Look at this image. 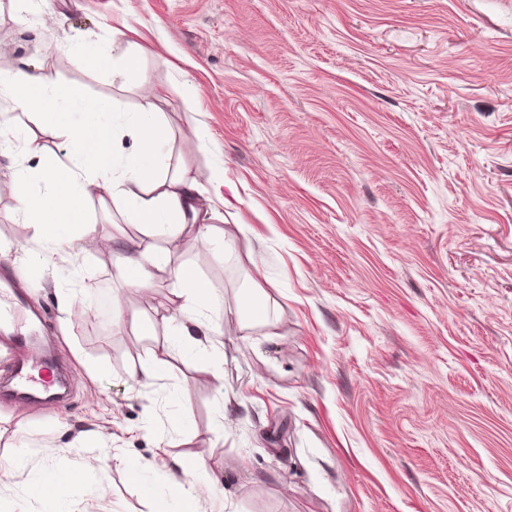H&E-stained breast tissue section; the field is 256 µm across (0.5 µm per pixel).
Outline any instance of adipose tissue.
<instances>
[{
  "mask_svg": "<svg viewBox=\"0 0 512 512\" xmlns=\"http://www.w3.org/2000/svg\"><path fill=\"white\" fill-rule=\"evenodd\" d=\"M2 97L13 111L36 115L44 128L61 133L72 147L73 165L46 163L16 175L18 211L32 224L35 235L56 242L63 235L79 234L82 250L123 254L122 275L129 283L148 286L156 268L168 269L175 283L169 308L157 315L168 342L154 349L148 360L134 365L132 376L154 380L174 343L206 352L197 330L211 336L218 329L202 319L207 303L204 284L192 268L170 266L167 252L159 250L154 239L162 235L172 244L189 236L207 247L223 240L224 231L200 223L202 192L197 179L187 170L171 174L165 167V129L156 94L144 95L138 112L120 127L112 120L108 100L85 98L48 73L0 72ZM123 131L133 139L126 151L116 145ZM91 185L111 198L121 217L143 227L142 237L95 236L84 205Z\"/></svg>",
  "mask_w": 512,
  "mask_h": 512,
  "instance_id": "adipose-tissue-1",
  "label": "adipose tissue"
}]
</instances>
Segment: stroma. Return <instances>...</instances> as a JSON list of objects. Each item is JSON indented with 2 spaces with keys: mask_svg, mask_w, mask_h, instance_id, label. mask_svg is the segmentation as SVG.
<instances>
[{
  "mask_svg": "<svg viewBox=\"0 0 512 512\" xmlns=\"http://www.w3.org/2000/svg\"><path fill=\"white\" fill-rule=\"evenodd\" d=\"M44 10L0 0V70H44L120 121L151 86L170 166L205 187L223 174L209 205L234 241L182 239L173 264L204 280L208 322L236 324L254 281L271 317L132 378L163 334L113 330L88 298L107 289L127 317L163 309L169 273L132 286L117 254L34 236L13 174L71 147L0 100L24 132L0 149V265L73 375L62 402L0 398V458L24 459L0 474V512H180L171 479L198 455L192 483L214 512H512V0ZM78 43L136 65L113 77ZM200 132L204 148L185 151ZM99 453L117 459L106 480L79 466ZM52 472L73 476L64 500L40 489Z\"/></svg>",
  "mask_w": 512,
  "mask_h": 512,
  "instance_id": "obj_1",
  "label": "stroma"
}]
</instances>
